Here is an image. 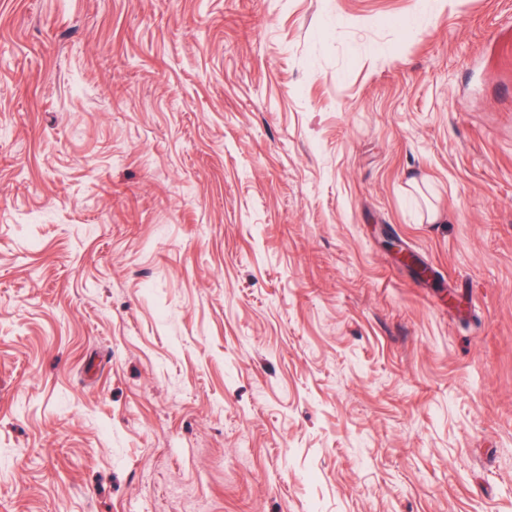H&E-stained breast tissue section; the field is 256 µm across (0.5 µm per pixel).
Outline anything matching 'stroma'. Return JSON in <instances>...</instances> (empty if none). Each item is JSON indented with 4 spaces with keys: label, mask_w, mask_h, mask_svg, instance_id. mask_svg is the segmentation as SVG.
<instances>
[{
    "label": "stroma",
    "mask_w": 512,
    "mask_h": 512,
    "mask_svg": "<svg viewBox=\"0 0 512 512\" xmlns=\"http://www.w3.org/2000/svg\"><path fill=\"white\" fill-rule=\"evenodd\" d=\"M0 512H512V0H0Z\"/></svg>",
    "instance_id": "35a3bbf8"
}]
</instances>
